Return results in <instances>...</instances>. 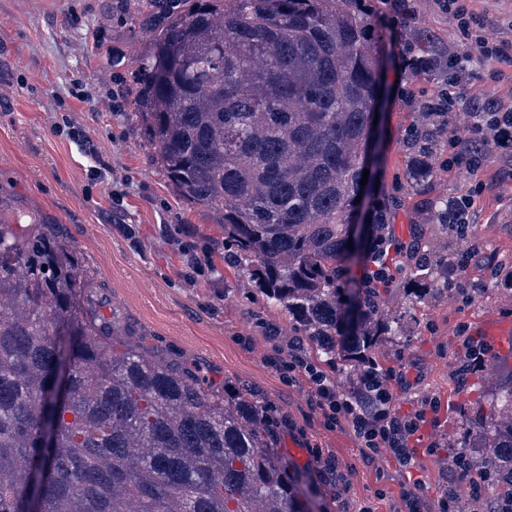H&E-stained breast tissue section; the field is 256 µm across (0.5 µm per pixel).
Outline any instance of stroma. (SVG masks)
<instances>
[{
	"label": "stroma",
	"mask_w": 512,
	"mask_h": 512,
	"mask_svg": "<svg viewBox=\"0 0 512 512\" xmlns=\"http://www.w3.org/2000/svg\"><path fill=\"white\" fill-rule=\"evenodd\" d=\"M384 30L381 153L376 177L396 188L406 165L405 133L418 100L447 87L438 70L420 71L406 59L429 39L438 56L459 53L453 20L434 0H408L413 23L381 0ZM130 0H0V219L55 225L76 245L105 312L120 323L116 348L134 344L164 362L197 369L206 385L244 386L282 430L278 448L290 468L311 474L309 446L336 459L341 484L317 482L330 512H407L403 477L389 454L364 459L348 427H327L303 380L279 364L295 336L287 315L266 309L248 277L224 269V230L206 209L179 199L169 187L135 115L134 71L148 40L130 20ZM470 59L461 74L467 93L512 105V66L498 82ZM122 106L113 109V96ZM123 189L113 209L111 187ZM398 190L391 224L432 230L430 203L473 195L466 236L451 258L472 254L465 270H448V288L413 303L405 288H377L386 313L398 315L404 336L383 342L380 367L421 372L422 381L396 392L410 410L422 397L439 398V427L421 431L422 444L438 442L439 456H422L414 475L435 497L448 485L442 460L467 441L477 467L492 468L486 430L493 394L512 383V350L497 355L493 370L457 384L464 350L460 324L477 327L490 313L512 318V286L490 276L512 270V155L494 149L477 175L444 167L422 192ZM180 228L172 238L171 228ZM208 255L210 268L194 272L189 254Z\"/></svg>",
	"instance_id": "35a3bbf8"
}]
</instances>
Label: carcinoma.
I'll return each mask as SVG.
<instances>
[{"mask_svg": "<svg viewBox=\"0 0 512 512\" xmlns=\"http://www.w3.org/2000/svg\"><path fill=\"white\" fill-rule=\"evenodd\" d=\"M143 134L184 201L218 214L224 268L288 314L308 356L354 368L404 335L374 286L351 288L349 227L379 257L395 197L361 185L381 43L365 0H134ZM404 184L430 181L448 113L419 105ZM444 239L448 200L431 202ZM412 296L448 286V243L406 245ZM77 248L0 220V512H324L245 389L116 353ZM512 473V415L493 425Z\"/></svg>", "mask_w": 512, "mask_h": 512, "instance_id": "cac0c4a2", "label": "carcinoma"}]
</instances>
